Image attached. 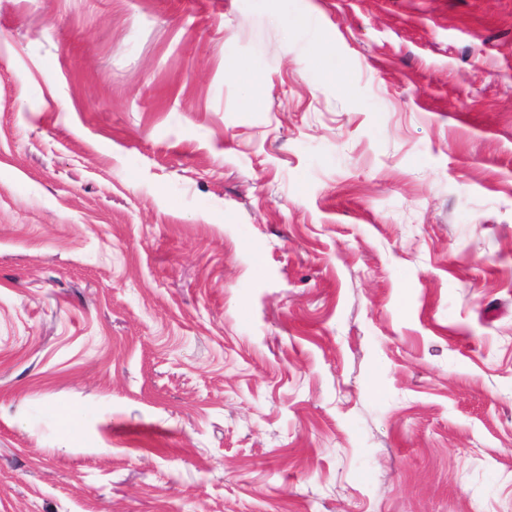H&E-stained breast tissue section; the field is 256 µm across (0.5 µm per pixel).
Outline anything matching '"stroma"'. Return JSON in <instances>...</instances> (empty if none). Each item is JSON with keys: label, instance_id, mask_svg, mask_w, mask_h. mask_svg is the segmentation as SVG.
I'll return each instance as SVG.
<instances>
[{"label": "stroma", "instance_id": "1", "mask_svg": "<svg viewBox=\"0 0 512 512\" xmlns=\"http://www.w3.org/2000/svg\"><path fill=\"white\" fill-rule=\"evenodd\" d=\"M0 512H512V0H0Z\"/></svg>", "mask_w": 512, "mask_h": 512}]
</instances>
